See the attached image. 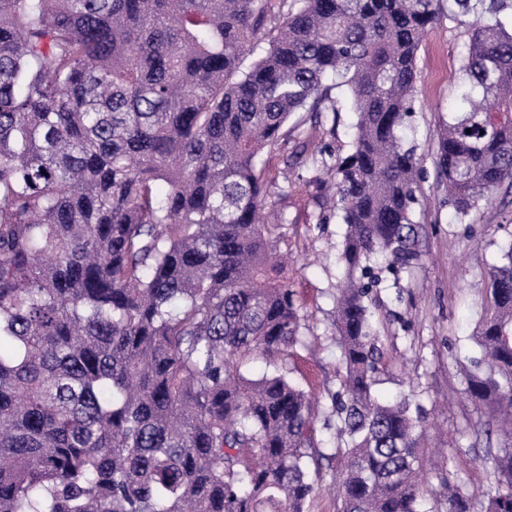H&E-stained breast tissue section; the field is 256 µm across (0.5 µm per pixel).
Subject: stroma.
Here are the masks:
<instances>
[{
  "mask_svg": "<svg viewBox=\"0 0 512 512\" xmlns=\"http://www.w3.org/2000/svg\"><path fill=\"white\" fill-rule=\"evenodd\" d=\"M472 17L444 21L425 35L418 53L417 91L411 124L416 153L423 169L420 182L426 206L418 268L403 275L399 287L382 289L383 306L376 313L381 340L390 363L376 387L381 397L414 394L429 413L425 475L437 480L448 468L451 449L463 448L459 460L464 491L485 489L494 482V465L483 446L465 434L466 423L492 416L491 407L475 402L460 386L461 369L481 356L472 334L484 316L488 291L486 260L498 257L512 243V189L501 187L481 205L468 223H457L444 202L435 155L437 132L448 111L460 107L459 65L472 32ZM351 112L325 114L320 127L303 124L311 145H329L345 156L351 140ZM267 189L275 211L286 223L273 235L280 255L288 259V286L302 323L305 345L296 346L288 365L292 376L319 397L335 390L339 348L332 325L333 288L341 274L338 253L344 226L337 218L319 223L330 192L312 153L284 165L274 159ZM290 183L288 198L278 188Z\"/></svg>",
  "mask_w": 512,
  "mask_h": 512,
  "instance_id": "35a3bbf8",
  "label": "stroma"
}]
</instances>
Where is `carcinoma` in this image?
I'll use <instances>...</instances> for the list:
<instances>
[{
  "label": "carcinoma",
  "instance_id": "1",
  "mask_svg": "<svg viewBox=\"0 0 512 512\" xmlns=\"http://www.w3.org/2000/svg\"><path fill=\"white\" fill-rule=\"evenodd\" d=\"M471 12L436 150L462 222L512 188V0H0V512H306L326 462L337 512H512V244L463 371L503 416L496 488L429 484L425 408L375 393L379 288L421 260L418 52ZM337 88L327 407L289 376L262 164Z\"/></svg>",
  "mask_w": 512,
  "mask_h": 512
}]
</instances>
